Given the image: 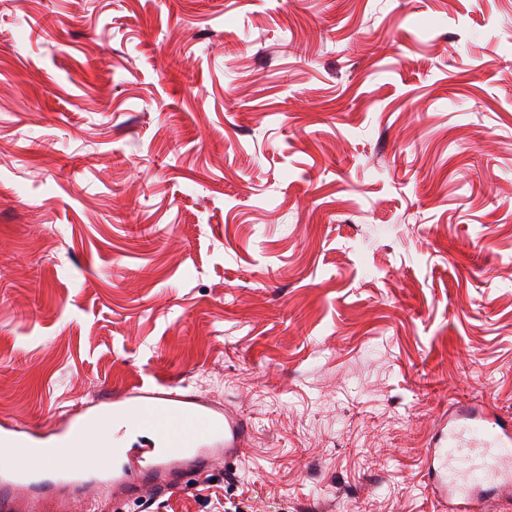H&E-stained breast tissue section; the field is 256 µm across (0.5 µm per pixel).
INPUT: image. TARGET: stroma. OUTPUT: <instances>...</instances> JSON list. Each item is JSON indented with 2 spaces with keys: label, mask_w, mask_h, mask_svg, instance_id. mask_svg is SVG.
I'll list each match as a JSON object with an SVG mask.
<instances>
[{
  "label": "stroma",
  "mask_w": 512,
  "mask_h": 512,
  "mask_svg": "<svg viewBox=\"0 0 512 512\" xmlns=\"http://www.w3.org/2000/svg\"><path fill=\"white\" fill-rule=\"evenodd\" d=\"M168 386L250 437L147 512H439L512 418V0H0V431ZM511 446L512 421L498 417L488 408H459L449 414L448 433H438L427 448L428 488L441 506L439 511H481L480 496L487 489L483 486V473H505L507 481L489 488L511 494L512 460L505 452ZM448 464L455 475L471 484L470 493L458 502L448 487Z\"/></svg>",
  "instance_id": "obj_1"
}]
</instances>
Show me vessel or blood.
Here are the masks:
<instances>
[{"instance_id": "1", "label": "vessel or blood", "mask_w": 512, "mask_h": 512, "mask_svg": "<svg viewBox=\"0 0 512 512\" xmlns=\"http://www.w3.org/2000/svg\"><path fill=\"white\" fill-rule=\"evenodd\" d=\"M117 417L136 418L150 433L147 441L129 444L116 431L111 441L91 451L84 445L85 426L77 420L68 431L69 448L60 461L55 449L29 448L24 431H8L0 439L9 445L15 464L0 477V488L18 500L48 470L55 472L61 487L74 485L81 473H108L135 502L179 490L185 480L184 464H192L200 474L219 462L233 468L248 440V427L236 412L213 413L197 396L172 388L113 392L111 406L94 419L104 425ZM427 456L428 487L443 512H479L484 477L490 473L506 474L499 488L512 491V421L488 408H461L449 414L447 431L429 442Z\"/></svg>"}]
</instances>
